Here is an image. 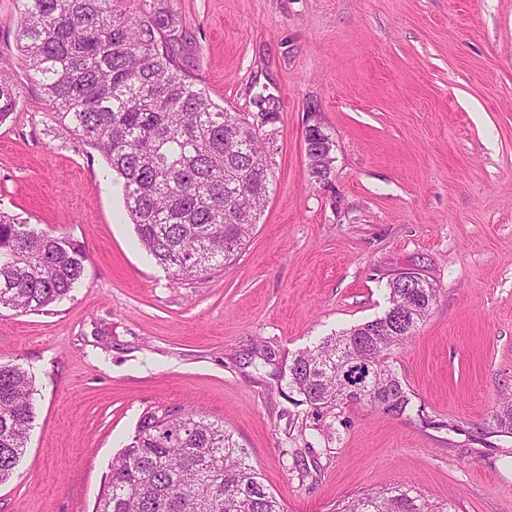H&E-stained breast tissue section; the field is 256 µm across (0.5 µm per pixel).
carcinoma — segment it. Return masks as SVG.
<instances>
[{
  "label": "carcinoma",
  "instance_id": "1",
  "mask_svg": "<svg viewBox=\"0 0 512 512\" xmlns=\"http://www.w3.org/2000/svg\"><path fill=\"white\" fill-rule=\"evenodd\" d=\"M128 14L122 0H15L23 17L17 46L59 129L100 153L121 180L138 243L178 280L224 266L263 211L273 134L215 103L190 73L179 19L167 0H143ZM18 105L15 83L0 71V123ZM315 154L334 150L323 128L308 135ZM86 249L0 211V307L39 312L80 283ZM388 283L389 309L299 352L288 386L315 417L345 404L402 416L409 393L388 361L412 336L436 296L419 273ZM376 368L374 383L349 385L352 362ZM33 377L0 362V484L24 456L35 420ZM512 435V399L493 415ZM107 493L95 512H283L260 480L248 450L219 423L189 413L146 412L113 458ZM338 512H453L405 486L362 492Z\"/></svg>",
  "mask_w": 512,
  "mask_h": 512
}]
</instances>
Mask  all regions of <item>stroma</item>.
<instances>
[{"label": "stroma", "instance_id": "35a3bbf8", "mask_svg": "<svg viewBox=\"0 0 512 512\" xmlns=\"http://www.w3.org/2000/svg\"><path fill=\"white\" fill-rule=\"evenodd\" d=\"M194 73L229 112L280 102L268 203L223 267L179 280L125 216L99 152L58 132L0 0V211L88 252L71 296L0 308V361L35 377L36 418L0 512H92L148 410L227 425L284 512L404 485L457 512H512V0H173ZM336 142L312 181L307 125ZM404 271L436 290L389 362L411 395L314 421L289 365L382 316ZM303 449L293 459V449ZM17 105L15 83L8 73L0 71V123L11 118Z\"/></svg>", "mask_w": 512, "mask_h": 512}]
</instances>
